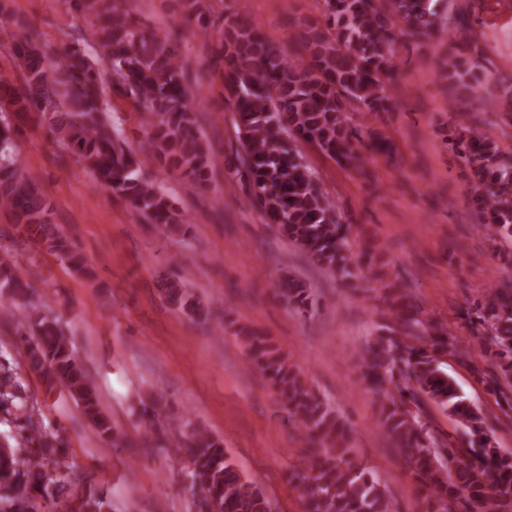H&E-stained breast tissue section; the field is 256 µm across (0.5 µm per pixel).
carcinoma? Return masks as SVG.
Returning a JSON list of instances; mask_svg holds the SVG:
<instances>
[{"mask_svg": "<svg viewBox=\"0 0 512 512\" xmlns=\"http://www.w3.org/2000/svg\"><path fill=\"white\" fill-rule=\"evenodd\" d=\"M430 0H323L324 25L303 39L305 55L292 58L285 46L268 39L241 13L219 26L209 0H184L187 21L201 37L219 38L224 87L233 99L236 134L243 156L237 181L248 182L267 222L321 268L345 279L353 276L347 229L323 199L311 171L291 144L296 136L337 161L358 160L384 149V141L362 142L351 114L379 115L394 103L389 95L399 76L397 46L439 40L450 28L470 29V18L439 21ZM91 25L116 76L114 90L139 113L151 152L173 169L202 182L209 150L198 129L193 99L183 86L178 39L168 30L149 29L135 17L128 0H65ZM8 71H0V212L22 228L74 274L93 272L82 252L50 218L46 195L16 158L18 134L6 113L45 120L54 140L94 176L110 195L171 230L187 223L160 184L143 175L139 157L107 117L98 71L86 49L73 42L48 54L26 35L14 34ZM476 56L448 55L436 75L454 95L484 88ZM22 77L16 83L11 75ZM448 144L470 173V203L490 239L512 237V154L472 129V114L456 111ZM277 293L295 306L313 307L309 290L290 278ZM167 301L194 316L191 294L178 281L165 283ZM0 294L27 305L34 285L17 272L14 255L0 252ZM394 317L382 325L362 357L363 379L380 395L378 422L394 445L404 470L427 490L426 512H447L463 502V512H507L502 489L512 487V451L498 448L487 433L485 416L456 381L439 368L438 355L454 337L427 326L407 290L384 296ZM475 322L491 347L505 380L512 379V289L490 290L476 303ZM16 335L26 345L29 368L52 393L61 387L81 407L99 436L113 435L69 339L58 321L30 311L13 315ZM237 338L249 360L270 380L288 421L306 444V463L289 473L301 491L306 512H397L374 474L351 456L347 429L330 405L304 381L288 355L266 333L241 326ZM12 384L0 382V408L24 411L21 432L0 431V512H38L36 493L65 454L57 432L49 430L27 405L15 403ZM445 409L462 431L459 444L442 459L430 448L423 405ZM138 418L159 448L166 447L165 425L172 422L167 400L139 399ZM189 476L214 512H270L264 493L238 469L224 443L203 427L190 429L178 444Z\"/></svg>", "mask_w": 512, "mask_h": 512, "instance_id": "cac0c4a2", "label": "carcinoma"}]
</instances>
